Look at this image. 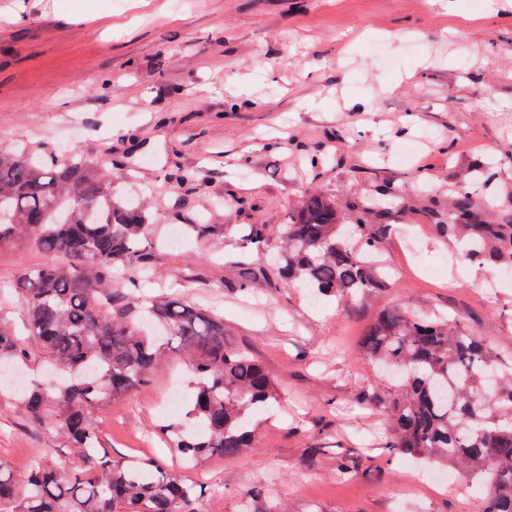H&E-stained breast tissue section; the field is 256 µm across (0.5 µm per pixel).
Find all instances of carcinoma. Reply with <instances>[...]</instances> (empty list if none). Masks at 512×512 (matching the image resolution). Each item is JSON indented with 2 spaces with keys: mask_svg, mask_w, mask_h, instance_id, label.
Returning a JSON list of instances; mask_svg holds the SVG:
<instances>
[{
  "mask_svg": "<svg viewBox=\"0 0 512 512\" xmlns=\"http://www.w3.org/2000/svg\"><path fill=\"white\" fill-rule=\"evenodd\" d=\"M135 151L111 158L120 175ZM492 174L477 163L454 176V201L433 222L447 236L465 232L468 260L484 264L512 259V224H485L474 192ZM168 183L199 180L177 165ZM112 175L77 154L25 148L0 151V246L34 240L56 260L22 274L24 337L0 313V359L22 370L38 355L65 373L56 390L27 385L24 409L39 423L60 428L77 451L22 475L0 471V512H195L196 488L149 458L115 459L101 452L92 407L148 382L174 349L195 379L189 409L160 425L185 463L218 452L236 456L254 447L253 416L277 403L265 368L244 352L224 346V320L170 297L148 301L140 323L113 309L106 286L124 268L139 287L142 248L150 216L135 201L119 198ZM376 209L363 202L345 213L336 196L303 194L276 229L252 224L256 245L280 239L279 262L288 280L348 308L388 286L374 264ZM365 355L396 383L390 404L393 432L388 455L435 463L484 487L480 512H512V364L502 363L460 321L423 317L403 308L379 314L361 341Z\"/></svg>",
  "mask_w": 512,
  "mask_h": 512,
  "instance_id": "cac0c4a2",
  "label": "carcinoma"
}]
</instances>
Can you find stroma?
<instances>
[{
  "mask_svg": "<svg viewBox=\"0 0 512 512\" xmlns=\"http://www.w3.org/2000/svg\"><path fill=\"white\" fill-rule=\"evenodd\" d=\"M235 99L246 108L225 110ZM133 139L143 149L114 190L163 199L140 297L223 317L227 347L262 364L280 400L254 414L255 447L186 469L157 435L170 388L193 394L169 353L150 382L95 410L113 456L147 455L195 482L196 512H242L266 488L284 512H480L481 490L432 493L412 460L386 456L397 389L359 341L384 310L440 311L512 361V262L469 268L463 239L429 218L479 156L494 178L476 202L489 223L512 224V0H0V149L75 148L98 164ZM312 153L327 164L312 167ZM175 163L201 184H167ZM377 176L394 189L373 226L377 254L397 275L350 308L282 278L276 240L259 251L245 239L249 225L282 224L308 188L356 203ZM188 224L215 230L172 244ZM50 260L31 240L0 247V309L14 324L21 272ZM68 451L0 390V468L18 475ZM344 451L357 459L346 475Z\"/></svg>",
  "mask_w": 512,
  "mask_h": 512,
  "instance_id": "1",
  "label": "stroma"
}]
</instances>
